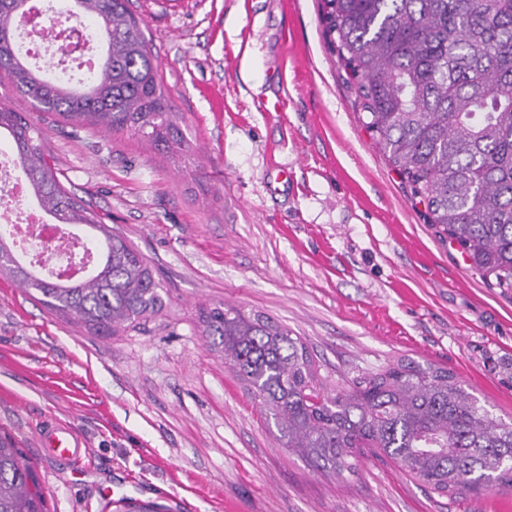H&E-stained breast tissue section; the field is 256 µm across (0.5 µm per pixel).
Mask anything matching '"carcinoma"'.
<instances>
[{"instance_id": "obj_1", "label": "carcinoma", "mask_w": 512, "mask_h": 512, "mask_svg": "<svg viewBox=\"0 0 512 512\" xmlns=\"http://www.w3.org/2000/svg\"><path fill=\"white\" fill-rule=\"evenodd\" d=\"M104 42L77 84L29 65L16 46L27 0H0V70L40 112L130 132L170 154L184 136L167 112L148 42L127 0H70ZM330 44L354 81L364 124L488 285L512 291V0H324ZM13 159L45 212L102 233L97 265L62 281L22 260L0 232V272L52 313L95 336L158 314L164 286L140 251L98 223L56 176L20 113L0 105ZM224 360L288 451L341 477L368 450L440 494L512 486V424L480 405L448 369L400 360L336 391L318 381L301 337L260 311L218 305L202 317ZM0 512H46L34 465L0 436Z\"/></svg>"}]
</instances>
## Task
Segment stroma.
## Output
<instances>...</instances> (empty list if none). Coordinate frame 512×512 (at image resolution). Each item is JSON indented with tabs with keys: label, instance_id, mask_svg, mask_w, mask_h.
<instances>
[{
	"label": "stroma",
	"instance_id": "1",
	"mask_svg": "<svg viewBox=\"0 0 512 512\" xmlns=\"http://www.w3.org/2000/svg\"><path fill=\"white\" fill-rule=\"evenodd\" d=\"M186 145L38 112L0 72L78 202L144 254L165 306L95 336L0 276V432L31 459L47 512H512V489L440 495L392 460L312 472L288 452L204 311L259 310L301 336L318 378L401 359L447 367L512 422V293L439 237L376 146L329 44L323 0H129ZM280 100L278 112L262 111ZM76 426L88 463L38 444Z\"/></svg>",
	"mask_w": 512,
	"mask_h": 512
}]
</instances>
